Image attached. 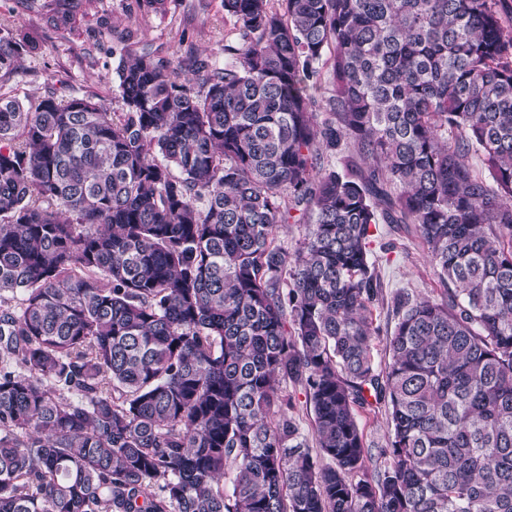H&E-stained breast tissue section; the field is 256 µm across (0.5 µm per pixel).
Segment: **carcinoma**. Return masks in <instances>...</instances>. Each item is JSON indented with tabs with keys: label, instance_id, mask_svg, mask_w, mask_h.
Returning <instances> with one entry per match:
<instances>
[{
	"label": "carcinoma",
	"instance_id": "cac0c4a2",
	"mask_svg": "<svg viewBox=\"0 0 512 512\" xmlns=\"http://www.w3.org/2000/svg\"><path fill=\"white\" fill-rule=\"evenodd\" d=\"M20 2L57 30L96 4ZM224 12V61L193 85L121 59V112L23 103L37 41L0 26V512H512L500 0ZM382 222L413 225L444 285L395 293L383 367ZM383 405L361 409L358 414L360 428L363 430L367 443L372 448H382L387 440V420Z\"/></svg>",
	"mask_w": 512,
	"mask_h": 512
}]
</instances>
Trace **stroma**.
Wrapping results in <instances>:
<instances>
[{
  "label": "stroma",
  "mask_w": 512,
  "mask_h": 512,
  "mask_svg": "<svg viewBox=\"0 0 512 512\" xmlns=\"http://www.w3.org/2000/svg\"><path fill=\"white\" fill-rule=\"evenodd\" d=\"M130 0H99L108 24L95 18L81 21L72 33L55 30L41 16L0 0V25L34 33L40 40L36 55L25 59L16 78L21 94L31 98L49 90H67L104 103L110 111L122 109L115 47L125 29L135 32L139 46L169 57L180 80L192 78L193 56L224 57V40L234 27L222 0H171L167 14L129 11ZM383 280L384 296L405 288L440 299L442 285L426 251L410 233L390 224L380 225L372 245Z\"/></svg>",
  "instance_id": "obj_1"
}]
</instances>
